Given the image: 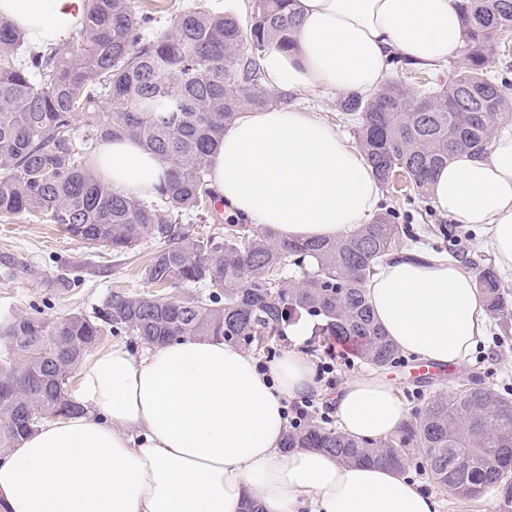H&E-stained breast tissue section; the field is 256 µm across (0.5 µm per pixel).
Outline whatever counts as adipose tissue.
<instances>
[{
	"mask_svg": "<svg viewBox=\"0 0 512 512\" xmlns=\"http://www.w3.org/2000/svg\"><path fill=\"white\" fill-rule=\"evenodd\" d=\"M298 50H268L267 87L375 92L398 52L427 68L462 45L458 0H296ZM86 0H0V21L33 46L62 47L79 33ZM91 165L123 193L155 194L168 172L136 142L98 144ZM225 204L283 239H333L364 223L378 182L357 148L293 107L229 126L211 159ZM431 192L439 209L487 227L498 266L512 271V132L486 154L454 156ZM377 321L402 351L427 363L466 361L491 325L473 273L434 254L396 257L366 283ZM301 324L291 347L261 370L215 339L115 346L81 365L78 411L41 424L0 458V512H442L441 500L399 471L345 464L318 449L284 448L287 400L316 390ZM341 430L395 434L405 419L380 375L347 379L333 398Z\"/></svg>",
	"mask_w": 512,
	"mask_h": 512,
	"instance_id": "adipose-tissue-1",
	"label": "adipose tissue"
}]
</instances>
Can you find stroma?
<instances>
[{
  "label": "stroma",
  "instance_id": "stroma-1",
  "mask_svg": "<svg viewBox=\"0 0 512 512\" xmlns=\"http://www.w3.org/2000/svg\"><path fill=\"white\" fill-rule=\"evenodd\" d=\"M252 0H135L153 17L148 29L158 35L171 28L184 9L201 7L237 17L249 25ZM161 245L149 239L122 255L111 249L88 248L65 236L58 225L39 224L28 216H0V317L35 311L48 318L69 313L96 317L115 292H144L142 269ZM417 359L385 368L406 411L421 408L430 391L457 388L463 377L476 375L501 394L512 398V325L492 323L488 335L457 376L438 379L430 386L415 383Z\"/></svg>",
  "mask_w": 512,
  "mask_h": 512
}]
</instances>
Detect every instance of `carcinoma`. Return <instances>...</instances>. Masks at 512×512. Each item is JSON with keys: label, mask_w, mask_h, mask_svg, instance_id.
Here are the masks:
<instances>
[{"label": "carcinoma", "mask_w": 512, "mask_h": 512, "mask_svg": "<svg viewBox=\"0 0 512 512\" xmlns=\"http://www.w3.org/2000/svg\"><path fill=\"white\" fill-rule=\"evenodd\" d=\"M296 0H253L249 27L196 7L148 37L151 17L134 0H87L85 27L68 46L28 50L0 22V216L29 214L71 238L117 254L149 238L165 246L143 267V280L175 290L114 293L95 320L81 313H40L0 320L9 340L0 355V447L44 421L78 408L70 379L105 332L147 342L183 337L234 338L257 353L300 322L317 336L353 344L375 369L401 351L375 319L365 284L387 257L413 240L399 198L334 239L285 240L262 225L227 221L207 237L177 230L179 217L207 209L211 158L224 129L246 108L288 101L262 85L261 60L275 47L297 51ZM464 48L449 61L448 82L393 55L395 76L370 97L339 98L380 185L434 215L430 181L456 154L486 152L512 120V65L489 69L512 45V0H462ZM129 138L169 164L159 205L116 191L97 178L74 135ZM303 271L302 281L285 269ZM476 288L493 318L512 322V291L492 266ZM283 447L316 448L348 464L406 471L418 464L431 483L464 501L492 492L512 503V399L470 376L438 390L393 435L363 439L307 423L288 429Z\"/></svg>", "instance_id": "1"}]
</instances>
